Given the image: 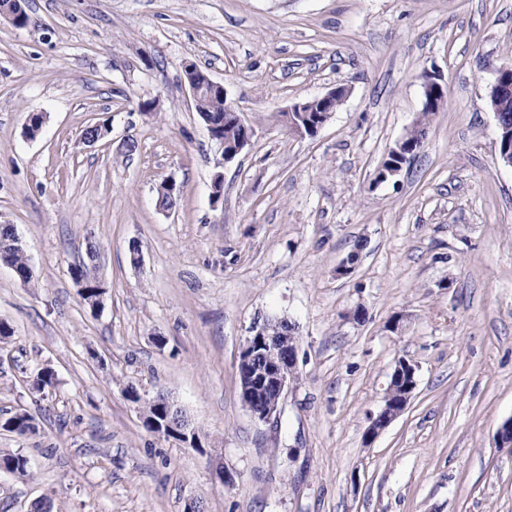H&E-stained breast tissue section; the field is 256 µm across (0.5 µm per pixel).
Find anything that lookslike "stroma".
Wrapping results in <instances>:
<instances>
[{"label":"stroma","instance_id":"obj_1","mask_svg":"<svg viewBox=\"0 0 512 512\" xmlns=\"http://www.w3.org/2000/svg\"><path fill=\"white\" fill-rule=\"evenodd\" d=\"M0 19V224L32 270L0 264V512H512V167L490 105L512 64V0H28ZM222 83L255 135L224 168L183 65ZM445 107L396 178H373L416 123L428 76ZM346 84L314 136L278 118ZM45 114L28 139L29 114ZM100 122L108 136L81 140ZM135 150H128V142ZM174 179L176 206L157 187ZM100 247L90 310L70 276ZM143 262L132 266V249ZM349 275L336 269L349 254ZM364 308L366 317L352 313ZM285 317L299 377L276 422L240 398L255 323ZM401 333H393L394 320ZM404 412L364 433L398 359ZM50 366L55 388L30 381ZM167 393L198 428L147 431L125 390ZM224 469L232 484L219 483ZM34 418L26 412H15L11 416L0 419V429L24 436L33 433L34 426L32 424ZM32 431V432H31Z\"/></svg>","mask_w":512,"mask_h":512}]
</instances>
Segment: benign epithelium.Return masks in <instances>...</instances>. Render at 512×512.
<instances>
[{
    "label": "benign epithelium",
    "mask_w": 512,
    "mask_h": 512,
    "mask_svg": "<svg viewBox=\"0 0 512 512\" xmlns=\"http://www.w3.org/2000/svg\"><path fill=\"white\" fill-rule=\"evenodd\" d=\"M193 102H198L202 91H225L223 84L212 79L208 84L200 86L196 82L187 81ZM349 88L338 85L325 94L293 103L288 114L295 112H315V125L312 130L321 129L336 112V96L346 98ZM505 96L512 97V65L503 64L495 69V82L490 95V103L494 112H499L498 102ZM447 103V87L436 76L428 77L424 90L423 110L437 112ZM241 135L237 144H227L224 138L210 136L217 152L216 167L212 182L224 179L220 168L233 161L248 146L254 135L251 126L242 118H237ZM498 126V150L500 159L512 167V133L505 132L507 126L501 122ZM300 337L294 323L286 318L278 321L277 331H272L269 322L258 323L252 327L242 348L237 365L242 402L253 420L263 424L279 414L282 402L299 371ZM417 368L408 360L401 358L394 366L391 380L383 398L380 410L371 418L364 434V442L372 441L401 415L417 387ZM141 403H150L156 407L151 417L143 416V420L154 431L173 435L179 442L192 447H199L196 427L186 413L178 407L169 396L162 392L156 393L148 400L140 399Z\"/></svg>",
    "instance_id": "benign-epithelium-1"
}]
</instances>
